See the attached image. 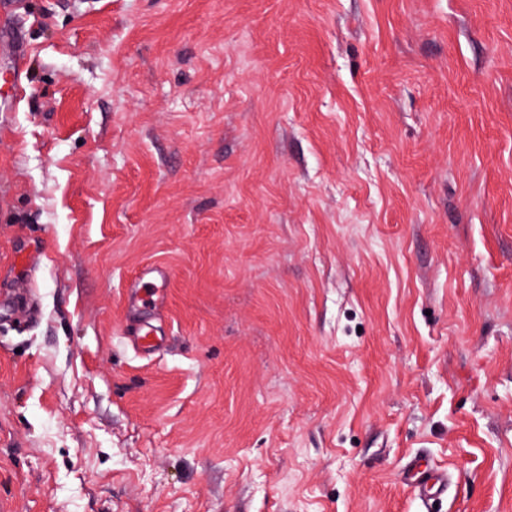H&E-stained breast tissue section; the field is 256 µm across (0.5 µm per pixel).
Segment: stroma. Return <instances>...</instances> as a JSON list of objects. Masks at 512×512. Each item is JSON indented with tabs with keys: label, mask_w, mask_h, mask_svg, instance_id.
<instances>
[{
	"label": "stroma",
	"mask_w": 512,
	"mask_h": 512,
	"mask_svg": "<svg viewBox=\"0 0 512 512\" xmlns=\"http://www.w3.org/2000/svg\"><path fill=\"white\" fill-rule=\"evenodd\" d=\"M0 51V512H512V0H26ZM167 273L151 353L123 334ZM154 273L157 275L151 276ZM165 281L163 275L157 271L143 273L138 281L139 288L131 292V308L153 311L162 307L166 300ZM409 484L420 498L429 503L448 486V474L423 464H413L408 470Z\"/></svg>",
	"instance_id": "stroma-1"
}]
</instances>
